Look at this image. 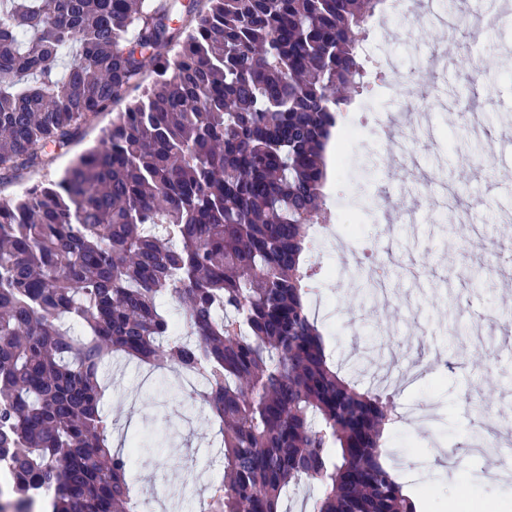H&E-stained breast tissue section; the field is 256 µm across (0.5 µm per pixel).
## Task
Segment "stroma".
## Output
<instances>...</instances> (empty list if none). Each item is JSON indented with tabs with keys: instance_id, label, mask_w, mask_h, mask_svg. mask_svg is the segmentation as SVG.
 <instances>
[{
	"instance_id": "obj_1",
	"label": "stroma",
	"mask_w": 512,
	"mask_h": 512,
	"mask_svg": "<svg viewBox=\"0 0 512 512\" xmlns=\"http://www.w3.org/2000/svg\"><path fill=\"white\" fill-rule=\"evenodd\" d=\"M409 14H392L375 31L377 46L401 67H409L433 48L453 45L443 75H420L418 109L433 113V131L420 133L414 120L395 128L421 158L423 173L413 174L393 160L377 136L348 144L359 159L356 179L335 174L327 204L338 226L347 233L342 244L322 258L328 276L317 280L309 310L324 332L328 353L336 364H347L376 347L395 356L403 366H419L422 374L395 392V404L438 406L442 421L419 428L404 421L393 433L386 461L401 468L403 458L431 456L461 445L475 420L463 400L479 392L495 408L512 405V329L499 317L512 311L503 287L512 279V67H502L512 47V26L487 27L480 40L470 32L448 38L438 27L411 29ZM480 61L483 78L473 86L465 77L472 61ZM402 93L372 83L356 97L346 114L347 128L360 127L365 112L389 113L401 104ZM470 104L486 120L474 132L456 118L457 107ZM111 119L101 114L86 126L81 142L58 150L53 161L32 172V179L55 178L84 146L92 144ZM446 172L458 199L436 220L401 224L397 217L410 201L421 205L415 186L425 174ZM377 242L396 261L416 263L420 285L402 280L391 304L374 303L354 275V258L365 245ZM110 393L103 412L115 420L122 437L142 444L135 458L137 490L148 512H195L206 490L197 476L216 477L224 470L216 426L207 411L180 390L175 374L155 375L134 362L109 367ZM476 496L480 506L512 504V486L496 493L476 492L466 477L431 491L428 512H448L449 503Z\"/></svg>"
}]
</instances>
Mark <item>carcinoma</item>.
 I'll list each match as a JSON object with an SVG mask.
<instances>
[{
    "mask_svg": "<svg viewBox=\"0 0 512 512\" xmlns=\"http://www.w3.org/2000/svg\"><path fill=\"white\" fill-rule=\"evenodd\" d=\"M383 0H0V186L134 96L57 179L0 197V478L15 512H140L104 360L204 379L224 476L198 512H419L391 398L309 314L324 148ZM69 56L67 65L62 57ZM183 309L176 324L163 309Z\"/></svg>",
    "mask_w": 512,
    "mask_h": 512,
    "instance_id": "carcinoma-1",
    "label": "carcinoma"
}]
</instances>
